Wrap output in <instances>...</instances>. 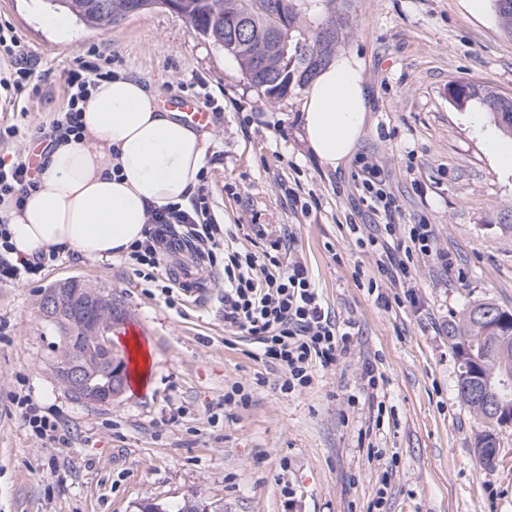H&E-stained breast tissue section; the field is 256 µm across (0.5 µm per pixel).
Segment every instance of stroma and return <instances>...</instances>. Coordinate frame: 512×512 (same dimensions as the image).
<instances>
[{"instance_id": "1", "label": "stroma", "mask_w": 512, "mask_h": 512, "mask_svg": "<svg viewBox=\"0 0 512 512\" xmlns=\"http://www.w3.org/2000/svg\"><path fill=\"white\" fill-rule=\"evenodd\" d=\"M47 13L42 0H0V27L33 71L31 89L0 112V126L17 128L0 157L50 125L77 57L164 101H217L205 168L218 221L292 235L325 304L357 334L310 387L288 394L279 366L225 327L221 266L208 269L202 292L178 291L171 306L123 258L59 251L35 274L0 282V512H138L146 500L174 505L193 494L211 512H374L379 496L383 512H512V426L498 429V462L484 467L474 451L483 425L458 396L448 338L476 302L512 312V223L498 219L512 210V168L484 149L498 129L482 106L459 110L448 98L454 81L512 94V38L493 6L476 17L465 0H349L343 50L364 67L370 120L355 158L334 171L300 138L303 90L266 99L172 10L107 29L77 22L67 35L43 28ZM368 165L389 184L395 223L432 225L436 249L455 261L446 273L433 257L416 260L413 307H382L355 279L376 271V254L350 230L380 221L362 198ZM71 278L123 302L129 321L113 332V349L129 355L135 335L150 350L145 386H127L109 405L75 400L53 372L59 337L38 301ZM369 365L382 376L381 418L362 388ZM237 385L247 404H226ZM19 396L58 423L62 445L33 434Z\"/></svg>"}]
</instances>
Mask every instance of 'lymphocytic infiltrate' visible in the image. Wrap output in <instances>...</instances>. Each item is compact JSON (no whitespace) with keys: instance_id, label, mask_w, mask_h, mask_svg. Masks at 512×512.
<instances>
[{"instance_id":"f902f5d3","label":"lymphocytic infiltrate","mask_w":512,"mask_h":512,"mask_svg":"<svg viewBox=\"0 0 512 512\" xmlns=\"http://www.w3.org/2000/svg\"><path fill=\"white\" fill-rule=\"evenodd\" d=\"M10 59L11 69L0 75V88L23 91L32 71L22 46L13 32L0 28V59ZM103 74L98 67L76 59L65 77L67 101L53 119L50 129H36L32 137L48 143L81 138L80 114L89 92ZM38 168L28 154L15 153L11 160L0 158V201L22 203L28 191L36 188ZM144 240L137 242L124 260L136 275L156 281L163 267L159 243L166 229L178 226L185 239L207 250L210 261H221L224 272V324L257 343L264 359L275 362L284 373L281 388L295 392L311 386L315 366L335 363L346 352L354 335L352 321L337 322L325 310L308 268L293 256L290 243L273 235L266 225H252L255 238L263 240L258 252L238 248L227 239V232L211 212L206 186H199L189 204L173 203L152 209ZM383 232L369 236L370 245L380 247L376 263L378 276L369 288L376 301L390 306L383 286L402 288L406 300H414L411 269L418 256L436 255L445 271L454 262L448 254H434L431 225H411L407 239L389 247L387 238L395 226L383 224Z\"/></svg>"}]
</instances>
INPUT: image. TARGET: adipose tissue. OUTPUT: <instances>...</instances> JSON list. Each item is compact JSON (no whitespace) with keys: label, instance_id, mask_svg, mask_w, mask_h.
I'll list each match as a JSON object with an SVG mask.
<instances>
[{"label":"adipose tissue","instance_id":"1","mask_svg":"<svg viewBox=\"0 0 512 512\" xmlns=\"http://www.w3.org/2000/svg\"><path fill=\"white\" fill-rule=\"evenodd\" d=\"M369 120L360 60L344 53L311 81L301 107L302 138L330 170L355 155ZM84 137L56 142L37 189L22 207L0 203L12 258L57 248L93 260L128 253L142 240L151 208L188 202L206 162L207 134L159 107L139 80L98 81L81 113Z\"/></svg>","mask_w":512,"mask_h":512}]
</instances>
